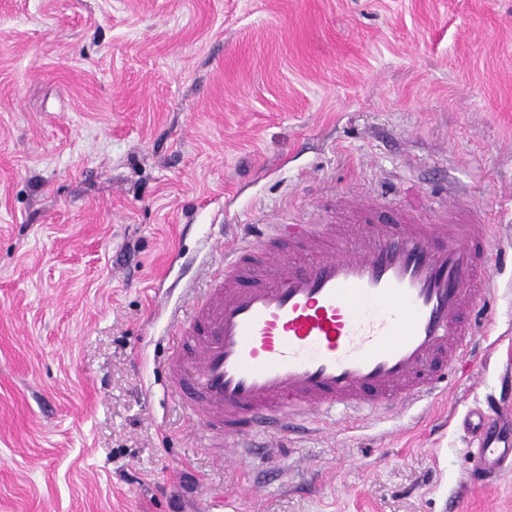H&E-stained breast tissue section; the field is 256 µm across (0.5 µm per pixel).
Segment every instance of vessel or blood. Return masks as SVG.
<instances>
[{
  "instance_id": "1",
  "label": "vessel or blood",
  "mask_w": 512,
  "mask_h": 512,
  "mask_svg": "<svg viewBox=\"0 0 512 512\" xmlns=\"http://www.w3.org/2000/svg\"><path fill=\"white\" fill-rule=\"evenodd\" d=\"M488 248L473 221L253 225L177 321L169 384L238 463L254 440L276 447L339 409H408L471 350L493 292ZM463 427L481 486L512 461V432L492 398Z\"/></svg>"
}]
</instances>
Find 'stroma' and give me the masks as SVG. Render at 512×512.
Instances as JSON below:
<instances>
[{
	"label": "stroma",
	"mask_w": 512,
	"mask_h": 512,
	"mask_svg": "<svg viewBox=\"0 0 512 512\" xmlns=\"http://www.w3.org/2000/svg\"><path fill=\"white\" fill-rule=\"evenodd\" d=\"M483 208L446 392L228 462L174 313L249 224ZM512 374V0H0V512H512L462 421Z\"/></svg>",
	"instance_id": "obj_1"
}]
</instances>
